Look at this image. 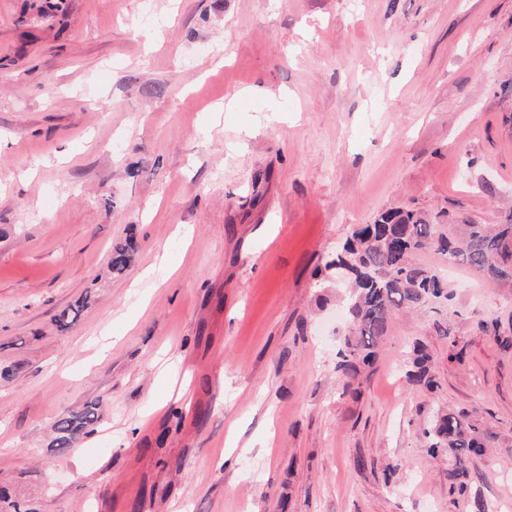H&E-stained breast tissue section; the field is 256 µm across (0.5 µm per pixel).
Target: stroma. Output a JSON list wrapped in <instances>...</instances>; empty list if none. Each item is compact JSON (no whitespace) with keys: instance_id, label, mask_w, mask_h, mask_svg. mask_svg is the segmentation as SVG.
<instances>
[{"instance_id":"1","label":"stroma","mask_w":512,"mask_h":512,"mask_svg":"<svg viewBox=\"0 0 512 512\" xmlns=\"http://www.w3.org/2000/svg\"><path fill=\"white\" fill-rule=\"evenodd\" d=\"M396 207L512 213V0H0V485L37 512H512V290L422 251L452 299L336 371L317 270ZM448 411L496 435L462 494L425 435ZM133 238L129 237L125 245L113 248L110 253L108 267L112 274L121 275L126 272L133 261ZM412 370H409V378L417 383H423L425 386L432 388L435 381L432 376H429V368L427 366V356L424 354L423 349L419 346L414 348V357L411 361ZM99 402L89 401L79 411H72L59 417L52 426L53 438L49 448L58 455L67 454L76 440L92 433L100 420Z\"/></svg>"}]
</instances>
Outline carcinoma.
Listing matches in <instances>:
<instances>
[{
    "instance_id": "1",
    "label": "carcinoma",
    "mask_w": 512,
    "mask_h": 512,
    "mask_svg": "<svg viewBox=\"0 0 512 512\" xmlns=\"http://www.w3.org/2000/svg\"><path fill=\"white\" fill-rule=\"evenodd\" d=\"M457 225L436 224L421 211L395 209L378 216L371 224L354 231L336 258L325 269L339 266L349 270L351 278L349 323L339 350L336 371L354 379L370 366L375 349L388 326L400 311H418L428 303L448 298V282L438 270L417 266L412 257L434 248L448 255L451 264L465 265L483 274L495 286H512V216L501 224H464L462 238L456 239ZM133 238L110 253L108 267L115 275L126 272L133 261ZM90 296L60 311L59 327L68 325L73 314L88 306ZM409 378L432 388L427 356L414 348ZM99 403L89 401L79 411L59 417L52 426L49 448L59 455L68 453L76 440L94 431L101 416ZM429 448L436 453L445 449L460 461L483 455L494 433L468 419V414L439 416L428 431ZM0 512H35L7 487H0Z\"/></svg>"
}]
</instances>
